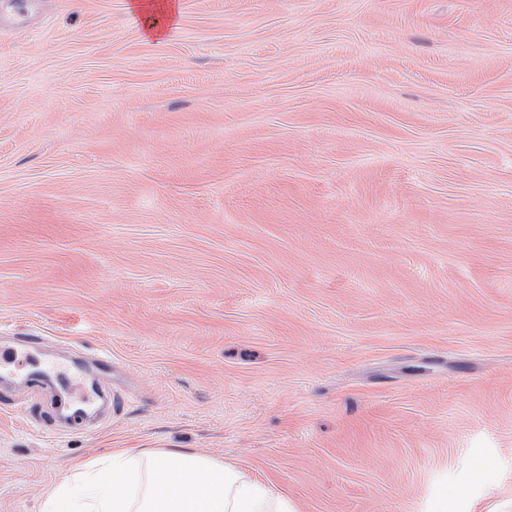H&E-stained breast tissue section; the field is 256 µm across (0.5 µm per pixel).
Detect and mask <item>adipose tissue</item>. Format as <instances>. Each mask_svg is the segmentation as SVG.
<instances>
[{
	"label": "adipose tissue",
	"instance_id": "1",
	"mask_svg": "<svg viewBox=\"0 0 512 512\" xmlns=\"http://www.w3.org/2000/svg\"><path fill=\"white\" fill-rule=\"evenodd\" d=\"M39 512H298L245 469L184 448L124 449L77 464Z\"/></svg>",
	"mask_w": 512,
	"mask_h": 512
}]
</instances>
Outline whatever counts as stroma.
I'll list each match as a JSON object with an SVG mask.
<instances>
[{
    "label": "stroma",
    "mask_w": 512,
    "mask_h": 512,
    "mask_svg": "<svg viewBox=\"0 0 512 512\" xmlns=\"http://www.w3.org/2000/svg\"><path fill=\"white\" fill-rule=\"evenodd\" d=\"M0 0V512L188 448L299 512H512V0ZM96 375L112 407L60 422Z\"/></svg>",
    "instance_id": "obj_1"
}]
</instances>
